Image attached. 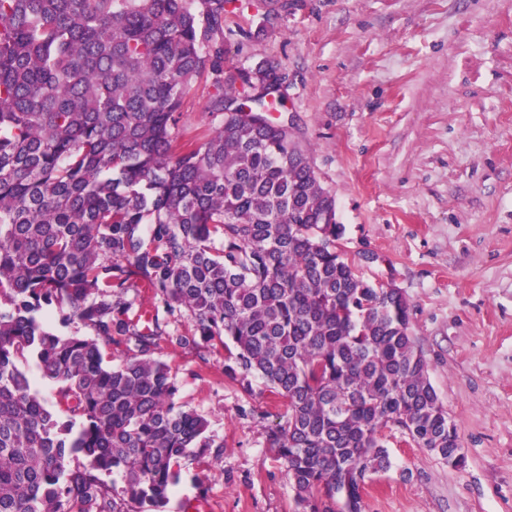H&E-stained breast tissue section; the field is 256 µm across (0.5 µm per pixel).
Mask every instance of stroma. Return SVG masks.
Returning <instances> with one entry per match:
<instances>
[{
  "label": "stroma",
  "instance_id": "obj_1",
  "mask_svg": "<svg viewBox=\"0 0 512 512\" xmlns=\"http://www.w3.org/2000/svg\"><path fill=\"white\" fill-rule=\"evenodd\" d=\"M225 80L261 62L288 76L286 108L336 197L344 250L369 281L400 288L430 381L459 428L448 466L385 431L391 466L363 512H512V0H260L228 5ZM209 77L185 98L178 141L219 119ZM179 400L209 421L221 459L190 449L166 512H296L267 441L277 403L261 379L225 382L224 360L162 346Z\"/></svg>",
  "mask_w": 512,
  "mask_h": 512
}]
</instances>
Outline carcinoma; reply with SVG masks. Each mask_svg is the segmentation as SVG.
Segmentation results:
<instances>
[{
    "mask_svg": "<svg viewBox=\"0 0 512 512\" xmlns=\"http://www.w3.org/2000/svg\"><path fill=\"white\" fill-rule=\"evenodd\" d=\"M226 4L0 0V512H164L188 449L222 455L163 343L222 352L226 382L249 392L258 375L283 400L268 441L298 512H363L357 473L390 467L387 428L464 459L407 297L358 274L335 195L267 114L286 74L260 63L224 83ZM203 74L221 124L178 147ZM131 288L192 331L134 309ZM48 308L94 336L57 333ZM19 366L30 377L33 388L38 392L47 406L55 410L59 409L57 404L59 384L50 380L42 379L35 361L29 357H27V360L21 361Z\"/></svg>",
    "mask_w": 512,
    "mask_h": 512,
    "instance_id": "cac0c4a2",
    "label": "carcinoma"
}]
</instances>
